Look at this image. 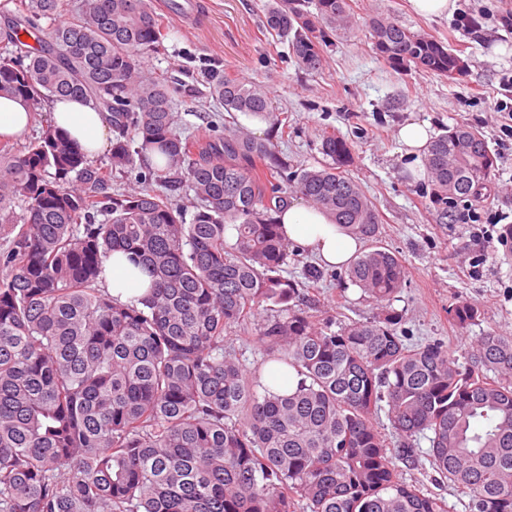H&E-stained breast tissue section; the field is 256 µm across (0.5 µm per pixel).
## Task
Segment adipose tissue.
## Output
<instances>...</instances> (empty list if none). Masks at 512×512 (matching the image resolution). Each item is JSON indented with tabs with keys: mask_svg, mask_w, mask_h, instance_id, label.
Returning <instances> with one entry per match:
<instances>
[{
	"mask_svg": "<svg viewBox=\"0 0 512 512\" xmlns=\"http://www.w3.org/2000/svg\"><path fill=\"white\" fill-rule=\"evenodd\" d=\"M52 118L87 158H95L112 144L110 115L82 99H57L51 104ZM290 242L314 253L323 265H347L361 249V242L346 235L331 217L304 202H291L279 216ZM105 281L119 303L132 305L143 296L151 278L135 266L127 254L117 251L105 263Z\"/></svg>",
	"mask_w": 512,
	"mask_h": 512,
	"instance_id": "adipose-tissue-1",
	"label": "adipose tissue"
}]
</instances>
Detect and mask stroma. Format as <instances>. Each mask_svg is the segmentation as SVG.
<instances>
[{
    "label": "stroma",
    "instance_id": "1",
    "mask_svg": "<svg viewBox=\"0 0 512 512\" xmlns=\"http://www.w3.org/2000/svg\"><path fill=\"white\" fill-rule=\"evenodd\" d=\"M189 23L163 7L155 12L168 29L159 50L142 54L140 65L176 87L177 130L207 144L225 128L238 129L274 144L291 168L318 166L322 130L345 136L353 146L351 177L371 197L382 224V242L400 257L405 279L392 306L403 315L412 341L439 339L454 352L485 331L512 335V138L504 135L499 102L512 76V27L501 17L512 0H457V10L474 15L482 29L471 35L451 20H431L411 12L408 0H351L352 24L328 32L319 66L308 69L293 57L288 40L266 25L274 0H193ZM388 17L411 30L451 46L465 69L447 79L422 72L391 70L375 53L368 20ZM261 85L273 118L225 113L212 93L214 77ZM287 115L288 135L275 119ZM424 125L429 136L466 124L483 132L500 161L493 190L476 205L462 202L459 212L476 209L479 221L437 223L421 155L407 154L397 138L408 123ZM312 306L336 321H366L378 309L340 268H324L309 296ZM467 301L482 312L479 324L460 331L448 322V307ZM417 461L401 465V476L422 490H449L428 459L429 441L414 443Z\"/></svg>",
    "mask_w": 512,
    "mask_h": 512
}]
</instances>
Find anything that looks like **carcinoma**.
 I'll list each match as a JSON object with an SVG mask.
<instances>
[{"mask_svg": "<svg viewBox=\"0 0 512 512\" xmlns=\"http://www.w3.org/2000/svg\"><path fill=\"white\" fill-rule=\"evenodd\" d=\"M302 6L275 0L266 24L313 68L324 27L346 26L351 5ZM63 7L0 3L12 46L0 96L34 113L55 96L91 100L112 116L111 162L90 165L49 118L21 149L0 138V512H456L400 477L421 434L435 472L467 494L465 512H512V336L476 337L462 363L440 340L406 342L392 308L404 265L350 177L349 141L323 132L328 161L291 172L242 131L199 146L175 130L171 87L139 76V55L165 38L150 0H84L75 19L41 26ZM370 31L398 71L445 77L457 57L384 17ZM214 92L226 112L270 114L257 84L226 78ZM423 166L446 224L456 202L491 191L497 156L478 129L456 125L429 142ZM137 167L162 189L110 192L113 173ZM182 191L197 200L189 223L173 202ZM290 193L369 243L345 275L380 307L373 320L334 330L304 304L321 272L282 275L292 244L277 214ZM115 251L152 277L136 305L108 291ZM480 316L448 306L460 330ZM234 329L254 335V366L226 345ZM278 373L296 385L271 391Z\"/></svg>", "mask_w": 512, "mask_h": 512, "instance_id": "carcinoma-1", "label": "carcinoma"}]
</instances>
